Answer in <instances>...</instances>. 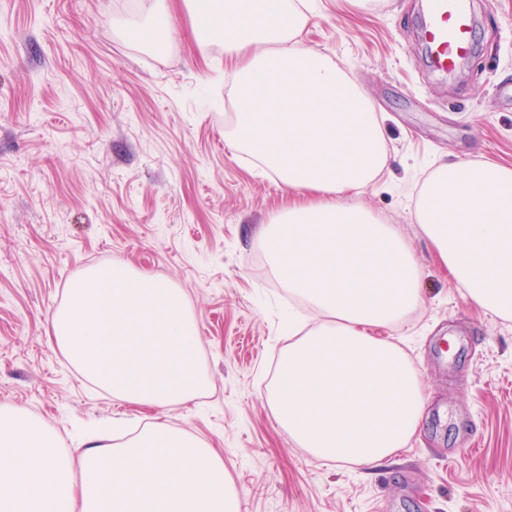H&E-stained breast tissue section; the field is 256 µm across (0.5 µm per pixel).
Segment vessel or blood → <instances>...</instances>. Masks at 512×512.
<instances>
[{
    "label": "vessel or blood",
    "mask_w": 512,
    "mask_h": 512,
    "mask_svg": "<svg viewBox=\"0 0 512 512\" xmlns=\"http://www.w3.org/2000/svg\"><path fill=\"white\" fill-rule=\"evenodd\" d=\"M473 0H424L421 38L434 72L450 74L472 54Z\"/></svg>",
    "instance_id": "b4317fda"
}]
</instances>
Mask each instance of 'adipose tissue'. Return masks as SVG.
Masks as SVG:
<instances>
[{"label": "adipose tissue", "mask_w": 512, "mask_h": 512, "mask_svg": "<svg viewBox=\"0 0 512 512\" xmlns=\"http://www.w3.org/2000/svg\"><path fill=\"white\" fill-rule=\"evenodd\" d=\"M211 13L205 35L250 50L233 80L232 146L295 193L259 241L298 322L268 392L280 427L313 455L367 467L405 448L424 412L420 373L373 336L424 303L406 240L348 200L388 169L384 117L327 57L299 47L307 0H186ZM415 216L466 299L512 321V166L439 163ZM0 512H239L224 461L164 422L131 435L101 426L64 446L27 411L0 406Z\"/></svg>", "instance_id": "obj_1"}]
</instances>
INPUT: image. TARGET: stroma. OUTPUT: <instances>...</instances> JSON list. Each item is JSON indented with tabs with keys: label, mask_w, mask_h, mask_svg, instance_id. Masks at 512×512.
<instances>
[{
	"label": "stroma",
	"mask_w": 512,
	"mask_h": 512,
	"mask_svg": "<svg viewBox=\"0 0 512 512\" xmlns=\"http://www.w3.org/2000/svg\"><path fill=\"white\" fill-rule=\"evenodd\" d=\"M473 54L454 75L416 45L420 0H312L304 49L387 117L391 168L351 197L394 225L425 304L392 328L425 408L409 445L356 468L321 459L267 402L288 290L259 246L291 192L225 140L232 56L200 47L182 0H0V405L71 448L101 421L166 422L224 460L239 512H512V321L468 302L434 257L414 199L432 162L512 165V0H475ZM123 263L190 300L208 390L172 409L91 390L47 338L73 277Z\"/></svg>",
	"instance_id": "stroma-1"
}]
</instances>
